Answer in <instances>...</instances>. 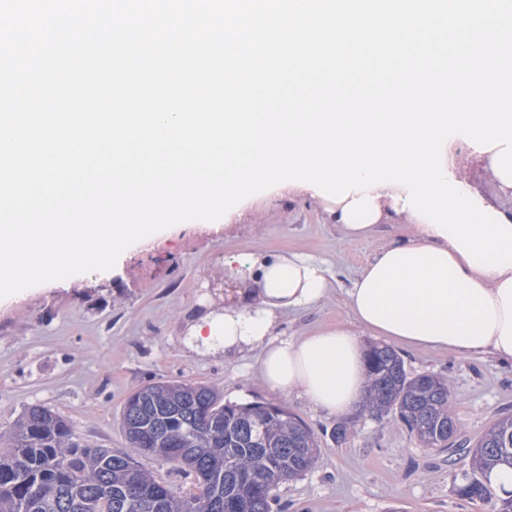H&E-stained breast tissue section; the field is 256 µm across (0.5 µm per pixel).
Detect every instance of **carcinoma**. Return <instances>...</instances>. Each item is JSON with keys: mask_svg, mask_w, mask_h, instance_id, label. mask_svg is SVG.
<instances>
[{"mask_svg": "<svg viewBox=\"0 0 512 512\" xmlns=\"http://www.w3.org/2000/svg\"><path fill=\"white\" fill-rule=\"evenodd\" d=\"M372 365L366 405L380 413L401 412L419 439L443 448L448 423V385L437 390L426 374L409 376L400 356L387 346L372 347ZM141 410L132 416L123 408L128 442L143 456L181 465L194 477L179 495L142 467L127 470L129 453L110 448H79L70 443L68 423L52 409L25 408L13 432L0 435V512H119L116 504L158 500L162 512H185L193 502L198 512H213L210 500L216 475L209 464L212 453L224 454L232 468L253 476L259 512H271L281 484L313 465L306 450L316 446L312 431L284 405L259 410L254 404H226L205 385L180 381L149 384L139 389ZM502 436L489 430L477 447L473 473L456 483V495L471 501L491 495L486 473L498 466L512 467V447L501 446Z\"/></svg>", "mask_w": 512, "mask_h": 512, "instance_id": "cac0c4a2", "label": "carcinoma"}]
</instances>
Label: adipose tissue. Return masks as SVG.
Returning a JSON list of instances; mask_svg holds the SVG:
<instances>
[{"instance_id":"ef3b65f1","label":"adipose tissue","mask_w":512,"mask_h":512,"mask_svg":"<svg viewBox=\"0 0 512 512\" xmlns=\"http://www.w3.org/2000/svg\"><path fill=\"white\" fill-rule=\"evenodd\" d=\"M400 185L350 193L333 215L348 239L370 235L391 213ZM242 286L235 307L196 316L191 340L231 359L259 354L265 386L298 395L327 415L351 410L367 386L364 336L421 350H451L512 361V267L486 272L469 266L451 241L428 222L391 241L360 269L345 302L353 324L301 336L278 335L284 312L308 310L328 295L323 261L298 254L230 257Z\"/></svg>"}]
</instances>
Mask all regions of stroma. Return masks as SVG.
Listing matches in <instances>:
<instances>
[{"instance_id": "35a3bbf8", "label": "stroma", "mask_w": 512, "mask_h": 512, "mask_svg": "<svg viewBox=\"0 0 512 512\" xmlns=\"http://www.w3.org/2000/svg\"><path fill=\"white\" fill-rule=\"evenodd\" d=\"M453 154L473 193L495 208L512 207L487 159L462 139ZM410 231L402 214L352 241L322 200L259 193L220 227L185 222L129 247L108 276L76 275L16 294L0 303V433L41 404L69 423L75 443L117 452L128 446L121 412L131 393L157 381L201 383L228 403L284 402L313 430L318 459L279 488L272 512H490L489 503L458 497L453 479L470 465L467 447L512 413L511 363L399 348L408 375L448 381L459 431L440 450L423 446L394 413L330 417L302 398L279 397L261 382L255 355L228 361L193 348L187 336V313L223 310V294L208 287L223 281L227 256L285 250L327 262L328 297L282 322L284 335L299 336L350 320L344 288L374 253Z\"/></svg>"}]
</instances>
